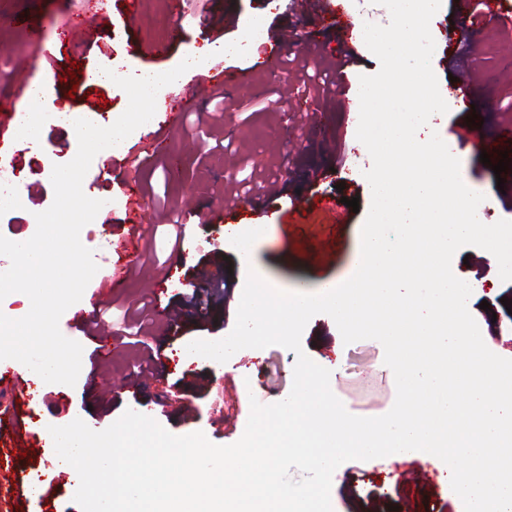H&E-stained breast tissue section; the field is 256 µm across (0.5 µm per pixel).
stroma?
Returning <instances> with one entry per match:
<instances>
[{"instance_id":"35a3bbf8","label":"stroma","mask_w":512,"mask_h":512,"mask_svg":"<svg viewBox=\"0 0 512 512\" xmlns=\"http://www.w3.org/2000/svg\"><path fill=\"white\" fill-rule=\"evenodd\" d=\"M159 9L180 22L181 38L162 60L149 53L155 44L153 21L145 14L127 15L126 0H109L105 14L80 44L61 41L57 27L73 10L72 0H0V94H20L17 66L27 62L29 79L45 84L43 111L56 109V101L72 96V113L97 112L105 117L124 112L126 93L116 86L88 85L90 69H113L121 76L161 71L185 57L205 60L206 72L191 75L178 85L164 88L165 102L193 99L179 124L158 113L150 129L134 135L109 159L93 160L82 188L84 193L113 191L109 211L113 240L126 237L130 225L142 223L144 243L125 288L108 294L100 280L87 285L81 300L59 321L61 333L83 347L82 367L75 386L63 396L39 394L24 397L0 389V405L12 407L13 418L0 426V472L23 480L43 474L44 492L31 499L20 490L0 492V512H81L74 500L76 486L59 477L47 445L48 428L82 419L101 430L126 410L154 418L175 435L203 432L217 445L235 443L242 436L251 400L272 404L291 391L296 355L279 345L243 349L215 369L205 358L187 360L184 349L197 339L218 340L228 335L248 271L285 285H309L321 292L344 282L360 262L361 230L371 201L364 177L372 165L365 146L356 138L357 123L344 102L357 97L360 75L375 74L380 63L363 40H356L352 60L345 49L338 23L326 0H299L288 8L286 0H212L208 30H201L192 15L182 14L178 0H159ZM511 20L496 29L471 31L456 0H442L431 20L436 42L431 65L448 113L433 115L429 125L442 139H465L462 179L474 191L497 199L483 212L492 224L512 220V182L497 187L491 169L498 162L501 126L512 124V57L502 45L512 44V0H501ZM37 16L40 35L14 23L15 14ZM263 14L267 27L280 32L297 29L301 43L286 44L279 83L262 68V54L244 51L235 58L207 55L208 45L237 36L255 14ZM465 31L463 41L449 32ZM347 62V95L299 90L298 70L322 73L331 65ZM242 71L250 94L240 110L222 113L226 97L223 72ZM469 83L481 110L480 122L467 126L468 108L452 95L450 74ZM287 90L290 111L278 108L280 90ZM14 118L0 112V151L7 153L26 191V201L0 212V235L14 240L24 234L33 216L50 207L54 191L42 163L69 162L78 144L57 124L48 125L37 148L14 141ZM298 147L287 150L286 140ZM491 163L483 165L481 154ZM260 173L274 178L281 211L276 217L253 216L261 227L250 265L240 264L224 210L237 198L239 180ZM337 199L336 210L320 205V197ZM358 198V208L346 207ZM206 214L203 223H187L184 203ZM309 212L306 223L296 221L294 205ZM183 223L180 238L170 225ZM182 242L183 255L174 244ZM475 246L457 250L453 263L461 276L480 280L479 299L488 309L472 308L479 327L493 336L497 355L512 359V314L500 300L512 295V283L501 280ZM167 291L155 292L158 284ZM94 311L108 325L112 352L98 357L94 337L85 335L79 315ZM305 353L318 365L341 367V377L330 380L333 393L356 416L386 414L396 398L394 375L384 363V348L372 339L344 344L334 320L326 314L311 318L301 339ZM173 358L174 369L153 363L154 355ZM151 363V373L140 371ZM225 388L223 421L214 419L218 388ZM333 512H462L448 480L422 456L388 458L374 463L349 460L334 472L331 488Z\"/></svg>"}]
</instances>
